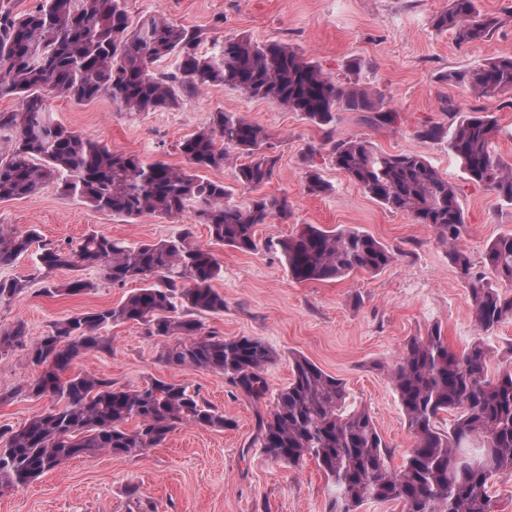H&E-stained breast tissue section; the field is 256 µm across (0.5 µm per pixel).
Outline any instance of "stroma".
<instances>
[{"label": "stroma", "instance_id": "1", "mask_svg": "<svg viewBox=\"0 0 512 512\" xmlns=\"http://www.w3.org/2000/svg\"><path fill=\"white\" fill-rule=\"evenodd\" d=\"M477 6L497 15L500 25L486 40L461 45L431 22L447 9L448 0H125L132 19L160 13L198 30L207 43L232 35L280 41L336 81L385 94L401 114L398 129H379L362 113L340 111L335 138L357 135L386 153L426 156L457 189L466 221L461 244L480 273L487 244L512 233V202L470 182L447 141L425 142L416 135L423 124L445 127L461 112H490L499 124L495 147L512 159V106L445 79L450 71L512 54V0H478ZM353 58L360 59V68L350 67ZM49 105L55 122L84 138L175 167L185 164L180 143L209 126L214 113H239L270 134L277 165L258 193L287 198L291 216L285 223L258 225L260 247L252 253L214 244L206 226L196 225L195 243L212 251L223 267L212 286L224 297V311L204 316L205 328L227 338L256 337L276 351L278 358L266 372L270 393L288 384L297 355L342 379L348 406L369 410L391 446V467L399 468L414 438L387 366L407 339L426 335L433 326H440L457 352L478 334L469 292L434 230L349 182L332 164L322 131L299 113L221 85L203 87L175 109L160 112L130 115L106 97L82 103L55 97ZM310 147L315 154L308 160L304 154ZM311 165L329 183L327 194L308 192L305 172ZM305 224L358 228L394 250L396 259L374 274L296 281L267 243ZM0 225L22 233L36 230L42 243L77 242L96 231L131 245L166 239L180 229L179 223L156 215L129 221L93 209L52 184L21 199L0 200ZM35 258L31 251L0 268L1 278L31 281L25 292L0 305V329L24 323L31 342L53 321L116 306L134 289L130 283L112 284L95 268L61 269L54 274L56 282L78 274L92 288L77 296H48L31 279ZM103 334L111 352L80 356L75 371L131 390L154 378L187 384L231 418L232 427L184 424L138 457L103 451L68 460L32 483L0 491V512H134L139 505L155 512H330L333 489L315 461L290 467L253 446L258 418L267 414L270 402H254L223 374L168 366L162 357L166 339L147 336L139 324L110 325ZM32 375L22 350L0 357V426H21L50 405V398L18 394Z\"/></svg>", "mask_w": 512, "mask_h": 512}]
</instances>
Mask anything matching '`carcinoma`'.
<instances>
[{
  "instance_id": "carcinoma-1",
  "label": "carcinoma",
  "mask_w": 512,
  "mask_h": 512,
  "mask_svg": "<svg viewBox=\"0 0 512 512\" xmlns=\"http://www.w3.org/2000/svg\"><path fill=\"white\" fill-rule=\"evenodd\" d=\"M432 23L468 44L487 38L500 19L481 12L477 0H449ZM200 45L197 30L160 15L132 22L124 0H38L21 15L0 12V98L20 99L19 109L0 112V131L8 132L7 148L0 151V200L54 183L63 195L114 216H191L176 236L158 241L129 245L92 232L76 244L42 245L34 278L46 294L78 295L93 287L80 277L61 284L52 280L62 268H98L114 285L137 281L142 287L113 308L54 323L31 344L22 322L0 330V354L23 349L36 372L17 393L56 401L16 429L0 428V488L32 482L70 459L101 451L139 456L160 446L178 425H230L186 384L154 378L122 390L110 379L72 372L85 353L111 349L101 334L111 323L132 321L149 336L174 338L162 353L169 365L222 373L256 400L265 397V372L276 359L261 339L205 332L193 316L224 312V296L212 288L222 266L194 242V225H205L217 244L252 252L258 250V225L288 221L287 199L261 196L238 205L231 189L203 175L223 167L235 150L244 157L235 165L238 186L255 191L267 184L277 164L267 131L236 112H216L208 127L180 143L187 167L176 168L55 123L48 112L51 95L76 102L105 95L132 115L173 109L205 86L224 85L298 112L325 129L336 170L383 206L431 227L448 246V257L468 286L479 331L489 334L512 319V294L475 274L459 245L465 217L448 179L422 154L379 152L357 135L333 138L341 110L366 112L381 129L401 124L400 112L383 94L337 83L280 42L260 44L236 35L217 39L204 51ZM164 59L174 60L173 67L157 70ZM446 80L497 99L512 92V55L450 72ZM497 133L498 121L488 112L465 113L447 129L424 124L416 131L424 141L448 139L468 180L512 201V162L495 151ZM305 175L310 193L329 191L318 170L309 168ZM36 237L33 230L16 233L0 225V267L27 254ZM268 247L300 282L376 273L396 257L354 227L305 224ZM484 266L512 283V234L486 246ZM27 288L26 279H0V303ZM490 359L481 337L461 353L451 350L438 325L403 344L387 374L414 445L398 470L389 464L391 451L370 413L347 409L344 383L303 356L293 357V376L260 418L256 442L278 463L297 466L313 459L335 488L330 512H358L371 501H396L404 512H499L490 489L499 474L512 473V365L490 375ZM130 420L136 421L132 428L126 427Z\"/></svg>"
}]
</instances>
